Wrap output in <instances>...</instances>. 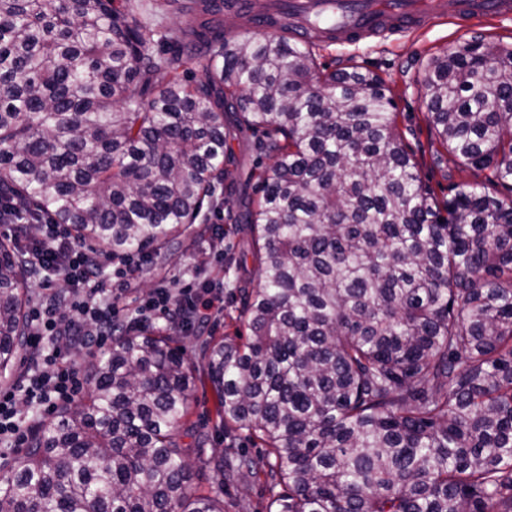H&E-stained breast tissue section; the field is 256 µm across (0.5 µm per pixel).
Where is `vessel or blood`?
<instances>
[{
    "label": "vessel or blood",
    "instance_id": "b4317fda",
    "mask_svg": "<svg viewBox=\"0 0 512 512\" xmlns=\"http://www.w3.org/2000/svg\"><path fill=\"white\" fill-rule=\"evenodd\" d=\"M288 27L292 37H311L310 14L320 9L319 0H285ZM466 24L486 17L512 15V0H438L436 13L426 12L408 0H350L336 27L334 40L356 43L383 32L406 33L427 24L433 15Z\"/></svg>",
    "mask_w": 512,
    "mask_h": 512
}]
</instances>
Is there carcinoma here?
I'll use <instances>...</instances> for the list:
<instances>
[{
	"instance_id": "cac0c4a2",
	"label": "carcinoma",
	"mask_w": 512,
	"mask_h": 512,
	"mask_svg": "<svg viewBox=\"0 0 512 512\" xmlns=\"http://www.w3.org/2000/svg\"><path fill=\"white\" fill-rule=\"evenodd\" d=\"M172 6L186 28L156 23ZM314 48L226 37L214 0H0V198L155 255L236 196L261 276L196 361L148 327L88 355L90 397L0 471V512H224L243 472L267 512H512V45L473 36L427 63L436 155L485 172L446 200L385 80ZM244 131L271 159L256 199L227 181ZM30 276L0 240L3 378ZM202 380L228 439L205 492L185 422Z\"/></svg>"
}]
</instances>
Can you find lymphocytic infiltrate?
<instances>
[{"label":"lymphocytic infiltrate","mask_w":512,"mask_h":512,"mask_svg":"<svg viewBox=\"0 0 512 512\" xmlns=\"http://www.w3.org/2000/svg\"><path fill=\"white\" fill-rule=\"evenodd\" d=\"M13 240L25 266L62 281L58 291L39 293L26 311L23 347L30 363L18 382L0 389V445L26 447L35 429L82 388L72 349H103L126 325L149 326L162 320L178 329L205 325L224 309L201 288L154 289L131 320L119 317L116 289H128L147 266L144 254L113 256L111 251L78 243L69 225L21 217L12 223Z\"/></svg>","instance_id":"lymphocytic-infiltrate-1"}]
</instances>
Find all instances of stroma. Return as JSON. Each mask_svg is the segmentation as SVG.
Here are the masks:
<instances>
[{"label": "stroma", "instance_id": "1", "mask_svg": "<svg viewBox=\"0 0 512 512\" xmlns=\"http://www.w3.org/2000/svg\"><path fill=\"white\" fill-rule=\"evenodd\" d=\"M482 35L489 44L512 43V19H487L464 26L445 18L436 19L412 33H382L359 44H335L317 47L320 63L331 70L357 64L380 74L389 86L398 112V126L405 143L419 164L423 180L438 198H447L452 185L474 182L473 170L460 171L448 163L438 162L427 131V113L423 104L422 81L425 67L432 54L454 50L465 40ZM246 233L236 231L227 217L209 213L207 219H196L179 245L155 256L154 269L140 280L135 291L126 293L119 301L120 308L134 314L139 302L157 287L170 285L172 279L181 284L195 283L197 263H205L207 274L221 283L224 311L213 317L206 334L220 337L233 332L240 310L239 295L233 285L239 277L257 279L255 263L241 265L246 247ZM216 397L210 385H198L188 422L208 439L197 455L193 467L211 457L224 446V434L215 426ZM268 494L262 481L247 477L224 489V512H266Z\"/></svg>", "mask_w": 512, "mask_h": 512}]
</instances>
